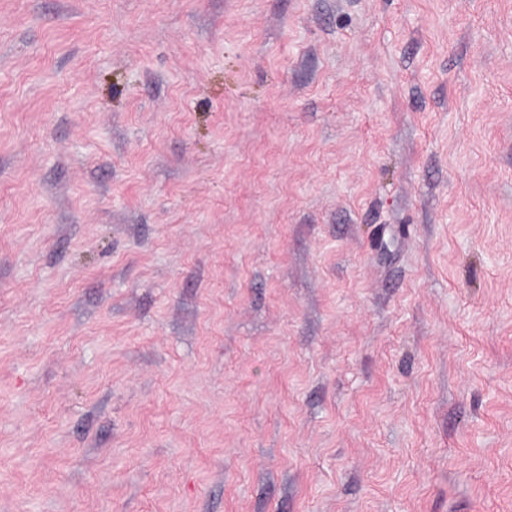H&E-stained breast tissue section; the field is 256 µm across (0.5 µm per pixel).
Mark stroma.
Listing matches in <instances>:
<instances>
[{
    "instance_id": "1",
    "label": "stroma",
    "mask_w": 512,
    "mask_h": 512,
    "mask_svg": "<svg viewBox=\"0 0 512 512\" xmlns=\"http://www.w3.org/2000/svg\"><path fill=\"white\" fill-rule=\"evenodd\" d=\"M0 512H512V0H0Z\"/></svg>"
}]
</instances>
